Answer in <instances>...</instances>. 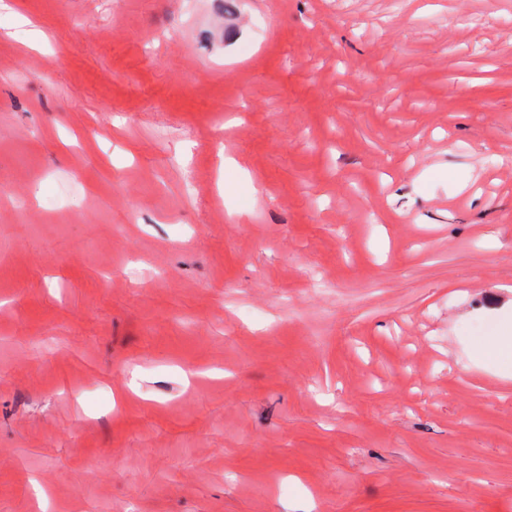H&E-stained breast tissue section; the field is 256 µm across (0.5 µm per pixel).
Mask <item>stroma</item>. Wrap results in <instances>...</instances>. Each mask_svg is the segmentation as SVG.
<instances>
[{
  "label": "stroma",
  "mask_w": 512,
  "mask_h": 512,
  "mask_svg": "<svg viewBox=\"0 0 512 512\" xmlns=\"http://www.w3.org/2000/svg\"><path fill=\"white\" fill-rule=\"evenodd\" d=\"M7 3L0 512H512V0ZM495 324L491 332L496 337L490 343V349L498 361L509 362L512 360V310L511 316L505 312Z\"/></svg>",
  "instance_id": "35a3bbf8"
}]
</instances>
